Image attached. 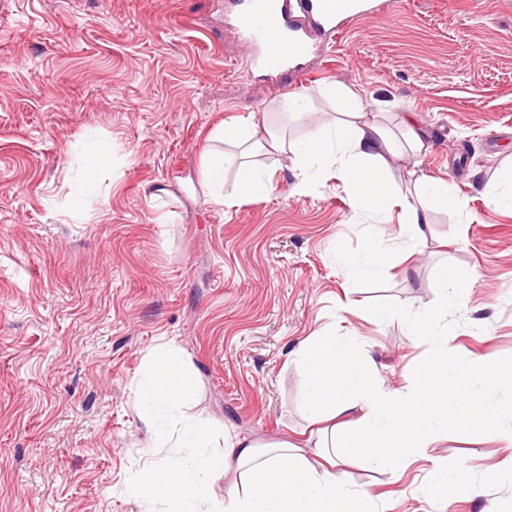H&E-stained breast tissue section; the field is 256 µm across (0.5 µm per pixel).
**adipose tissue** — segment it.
Masks as SVG:
<instances>
[{"instance_id":"1","label":"adipose tissue","mask_w":512,"mask_h":512,"mask_svg":"<svg viewBox=\"0 0 512 512\" xmlns=\"http://www.w3.org/2000/svg\"><path fill=\"white\" fill-rule=\"evenodd\" d=\"M320 95L343 101L349 119L318 129L296 151L297 191L306 192L325 173H334L355 210L378 215L388 205L398 206L402 233L413 246L425 239L423 226L430 210L463 209L451 181L413 170L408 181L388 179L390 161L399 157V148L357 93L333 84ZM211 139L214 146L205 151L202 170L209 202L223 203L229 173L237 198L259 199L271 192V181L258 172L251 157L268 147L287 151V142H266L251 122L219 126ZM296 357L308 371L306 411L314 420L332 422V432L309 438L303 447L289 442L260 446L228 432L223 452L214 453L208 449L206 431L178 426L174 432L179 444L196 449V456L163 468L144 467L135 476L133 492L149 499L168 497L176 512H197L196 502L211 500L210 476L233 472L236 481L227 485L223 500L211 501L212 512H371L368 495L351 490L338 458L362 450L384 472L399 473L437 441L438 426L467 435L487 418V407L460 394L456 378L461 371L512 384V371L476 360L463 364L446 352L417 368L411 391L390 390L374 382L376 368L367 358L330 334L303 341ZM148 365L138 389L144 413L192 400L195 388L174 347L154 349Z\"/></svg>"}]
</instances>
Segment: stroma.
<instances>
[{"label": "stroma", "mask_w": 512, "mask_h": 512, "mask_svg": "<svg viewBox=\"0 0 512 512\" xmlns=\"http://www.w3.org/2000/svg\"><path fill=\"white\" fill-rule=\"evenodd\" d=\"M225 0H0V512H171L132 494L141 467L187 459L155 448L167 410L145 421L136 387L170 344L198 385L185 414L262 444L309 427L307 374L292 353L318 332L354 341L386 386L410 390L437 344L413 338L405 306L440 305L436 274L467 280L440 323L460 362L512 369V0H381L305 62L306 80L251 70ZM338 83L382 122L413 113L428 148L393 161L453 180L466 207L434 210L421 253L404 258L398 207L356 212L333 175L293 190V157L253 159L265 198L204 200L211 132L266 123L289 145L332 122L319 98ZM315 108L278 112L289 94ZM110 146L108 165L86 159ZM390 268L356 279L345 265L367 238ZM391 307L377 321L373 310ZM492 411L468 437L441 428L423 458L392 475L346 463L374 512H512V386L475 383ZM468 489L426 496L443 470Z\"/></svg>", "instance_id": "1"}]
</instances>
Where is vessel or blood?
I'll use <instances>...</instances> for the list:
<instances>
[{"instance_id":"obj_1","label":"vessel or blood","mask_w":512,"mask_h":512,"mask_svg":"<svg viewBox=\"0 0 512 512\" xmlns=\"http://www.w3.org/2000/svg\"><path fill=\"white\" fill-rule=\"evenodd\" d=\"M379 10L376 0H243L235 26L252 68L274 80L299 71L314 36L336 35L354 16Z\"/></svg>"}]
</instances>
